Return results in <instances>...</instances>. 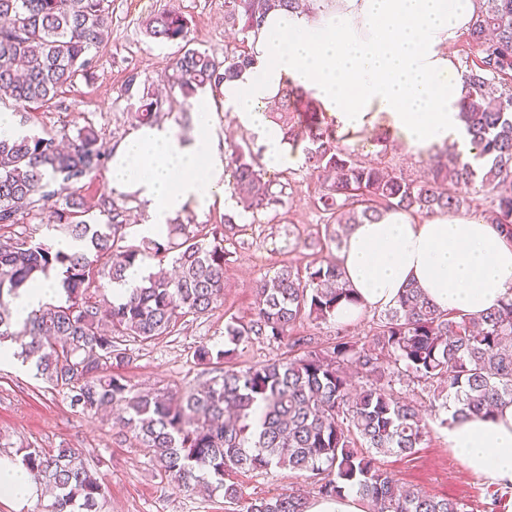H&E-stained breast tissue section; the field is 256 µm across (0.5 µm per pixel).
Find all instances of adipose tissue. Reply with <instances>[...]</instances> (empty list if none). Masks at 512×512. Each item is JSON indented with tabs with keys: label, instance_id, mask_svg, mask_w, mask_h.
<instances>
[{
	"label": "adipose tissue",
	"instance_id": "obj_1",
	"mask_svg": "<svg viewBox=\"0 0 512 512\" xmlns=\"http://www.w3.org/2000/svg\"><path fill=\"white\" fill-rule=\"evenodd\" d=\"M478 8L479 0H336L328 19L269 14L251 36L254 68L225 85L224 100L274 167L296 161L265 110L287 79L314 91L342 130L372 126L383 115L404 150L426 154L455 142L471 152L458 118L468 87L451 47ZM225 166L203 99L191 137L168 124L140 127L114 150L108 179L145 203L148 219L139 231L160 241L170 219L187 208H235ZM336 261L356 297L337 308L341 323L396 305L411 282L443 311L476 315L512 297V239L467 213L416 219L388 211L378 222L352 225ZM446 435L474 476L512 482V403L453 419ZM40 494L22 465L0 458V500L25 506Z\"/></svg>",
	"mask_w": 512,
	"mask_h": 512
}]
</instances>
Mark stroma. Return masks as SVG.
Wrapping results in <instances>:
<instances>
[{
	"label": "stroma",
	"instance_id": "35a3bbf8",
	"mask_svg": "<svg viewBox=\"0 0 512 512\" xmlns=\"http://www.w3.org/2000/svg\"><path fill=\"white\" fill-rule=\"evenodd\" d=\"M108 4L111 31L91 50V65L72 84L40 107L25 108L12 99H0V109L11 110L21 127L64 141L90 125L105 152H113L138 127L133 114L143 90H168L166 73L179 51L178 45L159 43L146 35L150 17L168 10L180 12L188 23L192 47L202 50L221 53L240 46L243 39L224 21V0H108ZM133 72L139 75V85L129 92L125 81ZM168 92L158 121L185 129L195 102L184 99L179 90ZM346 145L363 160L400 170L413 179L422 177L427 167L426 158L406 152L393 139L378 143L368 131ZM107 173V168H100L83 188L65 190L64 195L83 199L91 208L90 220L100 224L111 221L113 207H122L128 215L124 245H142L139 226L147 219L145 209L135 195L114 191ZM267 176L280 184L283 203L255 215L236 212L235 233L224 243L229 264L222 306L205 316L182 318L171 333L151 342L128 343L127 377L134 391L166 388L175 392L214 376V366L199 364L195 352L202 346L223 348L224 323L234 316L249 317L257 280L286 261L302 268L313 259L335 257L336 246L329 242L315 207L321 190L317 176L299 161L268 169ZM378 316V310L372 309L351 323L333 318L306 320L296 332L322 345L335 342L340 333L366 345ZM35 373L32 366L0 364V455L14 459L26 447L76 448L87 459L101 460L109 488L103 512H245L252 499L291 487L306 499L317 496L313 478L277 468L230 474L241 495L235 505L226 503L219 491L183 492L156 469L147 449L120 436L112 412L93 414L72 407L64 392ZM416 400L431 432L413 454L381 457L382 469L400 485L459 501L464 512H512V494L497 498L496 482L473 476L449 448L434 416L431 395L421 392Z\"/></svg>",
	"mask_w": 512,
	"mask_h": 512
}]
</instances>
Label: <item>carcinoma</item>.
<instances>
[{"label": "carcinoma", "instance_id": "1", "mask_svg": "<svg viewBox=\"0 0 512 512\" xmlns=\"http://www.w3.org/2000/svg\"><path fill=\"white\" fill-rule=\"evenodd\" d=\"M225 19L248 36L272 12L324 14L334 0H224ZM112 23L105 0H0V95L26 106L50 101L57 89L88 67ZM146 34L183 43L167 84L190 99L206 88L242 79L255 59L242 51L215 52L190 47L182 15L169 10L153 16ZM468 39L479 46L478 62L464 72L470 91L459 118L476 153L442 149L429 157L420 181L366 162L343 146L318 119H295L302 110L321 111L312 93L287 82L271 107L283 137L301 150L304 164L322 180L316 208L341 245L353 224L376 223L391 209L412 215L459 210L463 201L446 184L477 186L490 198L487 219L512 235V0H480ZM164 102L144 92L135 118L153 121ZM106 162L96 131L80 129L67 144L53 137L0 138V226L45 209L59 192L84 183ZM227 167L232 196L244 211L257 213L282 204V192L266 178L261 155L250 145L232 147ZM87 209L71 199L53 211L47 230L76 243L70 252L54 249L49 238L31 232L0 236V342L20 344L18 356L32 362L36 376L64 391L85 412L116 407L122 430L152 451L156 466L177 486L193 490L206 477L238 499L228 470L271 467L310 473L317 492L331 497L355 490L367 512H463L450 498L436 499L398 486L379 465V456L411 454L429 434L413 400L421 389L453 415L480 414L512 402V297L477 317L444 312L410 285L398 303L374 322L372 344L344 336L328 347L298 336V357L255 363L244 369L221 367L219 374L178 395L165 390L135 393L125 370L130 356L123 342L152 341L179 319L204 315L224 299L228 252L218 231L168 226L166 240H147L143 249L121 247L124 210L112 205V222L81 219ZM148 256L161 266L142 279L126 301L103 311L99 278L125 280L127 269ZM171 260L173 272L162 269ZM58 270L65 299L30 313L15 328L10 301ZM258 302L249 318L224 323V348L203 346L202 362L220 365L239 348L258 340L277 342L304 318L326 321L344 301H353L336 260H312L300 269L282 264L256 286ZM365 383L353 392V375ZM263 404L260 429L253 430V405ZM21 464L39 486L55 491L50 512H101L108 485L75 448L55 452L27 448ZM307 500L282 492L257 497L246 512H305Z\"/></svg>", "mask_w": 512, "mask_h": 512}]
</instances>
